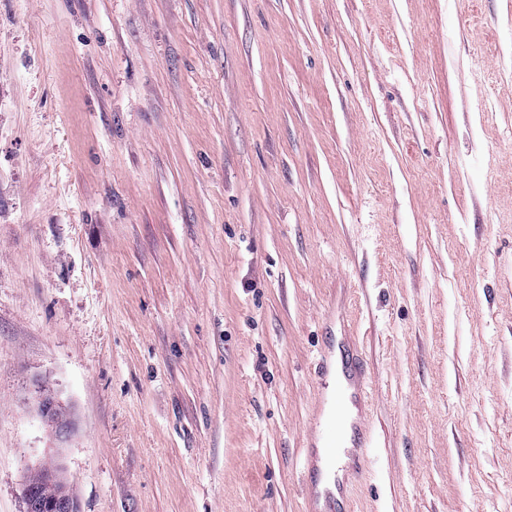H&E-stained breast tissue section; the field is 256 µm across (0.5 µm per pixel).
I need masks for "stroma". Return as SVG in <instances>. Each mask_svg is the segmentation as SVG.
<instances>
[{
    "instance_id": "1",
    "label": "stroma",
    "mask_w": 512,
    "mask_h": 512,
    "mask_svg": "<svg viewBox=\"0 0 512 512\" xmlns=\"http://www.w3.org/2000/svg\"><path fill=\"white\" fill-rule=\"evenodd\" d=\"M340 311L354 512H512V0H0V512H304ZM39 389V408L40 412L54 429L55 434L63 439L61 435V428L66 421H68L69 414L67 410L59 403L54 394L46 388L45 385L41 384L38 386ZM42 470L45 484L51 488L56 489L55 495L53 498L45 500L40 494L35 496L34 491L26 493V512H39V508H44V506H46L45 501H47L49 504L55 503L56 501H62L67 506L66 512H79L80 510L78 501L71 495L66 487L63 476V469L58 464L54 463L53 465L44 467Z\"/></svg>"
}]
</instances>
